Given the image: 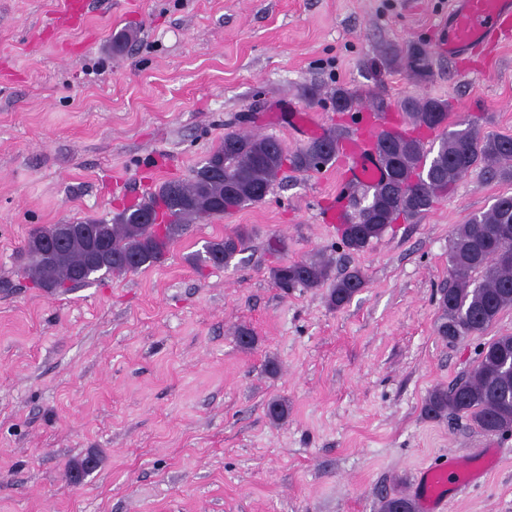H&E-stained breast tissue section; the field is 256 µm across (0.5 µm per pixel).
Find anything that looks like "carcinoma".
Here are the masks:
<instances>
[{
	"label": "carcinoma",
	"mask_w": 512,
	"mask_h": 512,
	"mask_svg": "<svg viewBox=\"0 0 512 512\" xmlns=\"http://www.w3.org/2000/svg\"><path fill=\"white\" fill-rule=\"evenodd\" d=\"M393 60L425 81L431 61L424 49L410 44ZM333 108L351 112L361 105L358 94L345 86L329 91ZM407 126L382 132L374 148L385 176L367 187L364 206L353 202L338 232L352 252L363 251L387 228L402 219L412 222L447 197L457 181L471 169L485 164L500 177H512V135H480L471 125L448 129L449 103L430 96L407 97L400 103ZM439 137L436 155L428 158L425 138ZM341 138L334 132L315 137L299 151L288 154L270 136L228 133L224 140L193 169L187 180L162 183L140 201L110 220L88 218L76 225L90 227L104 241L96 258L78 239L61 238L60 225L35 228L23 247L25 263L20 275L50 293L63 292L103 276H122L163 263L188 224L210 217L229 216L263 202L279 181L285 165L301 171H319L339 157ZM512 226V195L497 198L490 209L458 225L448 247L452 284L441 290L437 335L480 334L500 313L512 308V264L496 261L503 243L499 231ZM247 231L235 230L207 242L190 256L193 265L229 266L243 250ZM270 277L283 292L330 284L329 305L339 309L350 303L363 287L364 276L354 269L336 277L324 259H302L277 264ZM422 414L439 419L452 411L467 417L487 435L512 432V335L496 336L485 343L474 371L447 387L437 386L424 398ZM288 401L271 400L268 418H288ZM380 512H418L415 502L402 493L382 497Z\"/></svg>",
	"instance_id": "cac0c4a2"
}]
</instances>
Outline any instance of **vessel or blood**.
<instances>
[{
    "label": "vessel or blood",
    "mask_w": 512,
    "mask_h": 512,
    "mask_svg": "<svg viewBox=\"0 0 512 512\" xmlns=\"http://www.w3.org/2000/svg\"><path fill=\"white\" fill-rule=\"evenodd\" d=\"M509 25L512 26V0H456L447 23L440 28L439 47L449 59L455 60L493 41ZM389 128L387 113L361 112L350 142L355 163L345 174L344 188L374 184L383 178L385 170L374 143ZM479 477V471L461 472L451 460L419 470L414 479V493L422 512H438L450 491L467 489Z\"/></svg>",
    "instance_id": "vessel-or-blood-1"
}]
</instances>
